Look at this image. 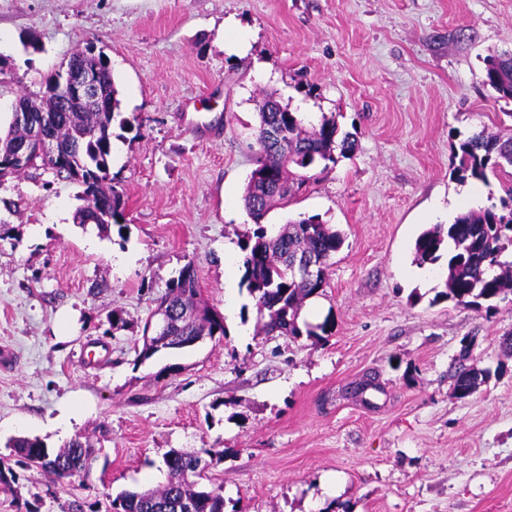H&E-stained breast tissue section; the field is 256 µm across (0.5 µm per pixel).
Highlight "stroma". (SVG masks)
<instances>
[{
	"instance_id": "obj_1",
	"label": "stroma",
	"mask_w": 512,
	"mask_h": 512,
	"mask_svg": "<svg viewBox=\"0 0 512 512\" xmlns=\"http://www.w3.org/2000/svg\"><path fill=\"white\" fill-rule=\"evenodd\" d=\"M89 44L118 89L124 224H77L82 189L52 171L0 178V457L23 436L57 449L93 434L99 453L67 478L14 462L0 512H105L165 483L173 449L220 453L208 474L224 512H512V302L438 299L443 259L414 274L422 231L504 194L493 177L466 199L453 169L461 141L512 125L482 83L487 58L512 51V0H0V135ZM267 92L355 140L265 219L316 215L344 236L301 312L330 321L321 341L256 335L241 284ZM189 264L224 314L235 287L225 335L138 361ZM465 348L489 378L459 399L448 371Z\"/></svg>"
}]
</instances>
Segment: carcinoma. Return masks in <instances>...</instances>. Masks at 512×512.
I'll return each instance as SVG.
<instances>
[{
  "mask_svg": "<svg viewBox=\"0 0 512 512\" xmlns=\"http://www.w3.org/2000/svg\"><path fill=\"white\" fill-rule=\"evenodd\" d=\"M98 74L102 112L78 103L58 112L56 106L28 95L18 100L20 105L46 107V111L32 116L60 141L69 159L65 171L37 159L16 167L14 173L41 167L81 186L85 205L76 218L82 225L95 221L103 210L111 212L114 220L124 216L121 195L108 184L118 90L109 65H99ZM482 83L497 98L512 101V51L487 60ZM259 114L256 163L243 194L245 208L257 228L242 245L243 283L264 319L259 333L278 332L295 338L305 334L322 339L328 335L329 320L311 325L301 324L298 319L305 302L326 288L327 270L343 238L317 215L290 221L278 230L268 229L261 220L272 207L288 203L294 192L310 180L308 173L316 164L335 162V151L343 154L352 150L354 143L347 134L337 140L336 120L325 119L319 126L308 128L298 113L282 107L271 94L259 105ZM271 125L288 128L287 145L267 141L265 128ZM29 133L25 126L10 124L6 135L0 136V154L22 143ZM455 158L458 164L454 171L462 182L471 179L486 183L490 173L505 177V197L497 204L460 213L452 224H436L425 230L416 240L415 253L418 261L434 264L441 259V252L448 250L445 290L438 297L463 306L484 305L490 311L495 303L512 294V132L492 134L482 130L458 145ZM306 254L321 260L319 277L307 282L295 280L288 270L290 261ZM158 303L170 312L169 350H182L199 336L225 335L224 317L201 300L198 276L190 264L168 284ZM467 360L465 352L451 374L453 393L459 398L475 393L477 380L486 379V373L466 364ZM11 448L26 465L61 478L89 474L96 453L89 436H78L56 451L40 439L28 437L14 439ZM165 463L169 479L164 486L123 491L111 500V505L119 512H224L222 487L207 490L201 486L207 468L201 457L171 450Z\"/></svg>",
  "mask_w": 512,
  "mask_h": 512,
  "instance_id": "1",
  "label": "carcinoma"
}]
</instances>
